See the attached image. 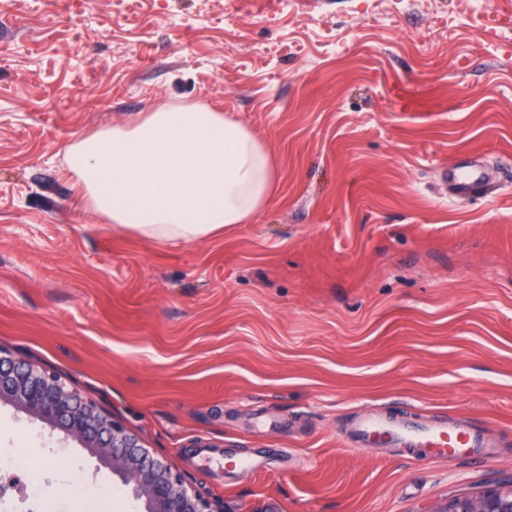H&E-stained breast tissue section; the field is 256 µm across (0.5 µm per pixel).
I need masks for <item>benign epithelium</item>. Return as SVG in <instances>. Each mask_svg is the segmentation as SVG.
Segmentation results:
<instances>
[{"instance_id":"obj_1","label":"benign epithelium","mask_w":512,"mask_h":512,"mask_svg":"<svg viewBox=\"0 0 512 512\" xmlns=\"http://www.w3.org/2000/svg\"><path fill=\"white\" fill-rule=\"evenodd\" d=\"M0 403L87 449L128 487L142 512H223L216 500L154 457L108 409L56 372L1 346ZM443 512H512V487L455 498Z\"/></svg>"}]
</instances>
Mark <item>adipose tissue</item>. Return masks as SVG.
Wrapping results in <instances>:
<instances>
[{"instance_id": "obj_1", "label": "adipose tissue", "mask_w": 512, "mask_h": 512, "mask_svg": "<svg viewBox=\"0 0 512 512\" xmlns=\"http://www.w3.org/2000/svg\"><path fill=\"white\" fill-rule=\"evenodd\" d=\"M64 169L89 210L158 243L202 241L251 222L277 176L272 152L243 123L174 102L80 137Z\"/></svg>"}]
</instances>
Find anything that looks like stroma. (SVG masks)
Listing matches in <instances>:
<instances>
[{"label": "stroma", "instance_id": "stroma-1", "mask_svg": "<svg viewBox=\"0 0 512 512\" xmlns=\"http://www.w3.org/2000/svg\"><path fill=\"white\" fill-rule=\"evenodd\" d=\"M512 0H0V346L60 373L224 512H442L512 483ZM200 103L271 150L251 223L131 235L63 168L80 135ZM495 190L449 198L445 172ZM367 414L486 427L475 463ZM56 512L110 468L0 404Z\"/></svg>", "mask_w": 512, "mask_h": 512}]
</instances>
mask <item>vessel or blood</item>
I'll use <instances>...</instances> for the list:
<instances>
[{
	"label": "vessel or blood",
	"instance_id": "obj_1",
	"mask_svg": "<svg viewBox=\"0 0 512 512\" xmlns=\"http://www.w3.org/2000/svg\"><path fill=\"white\" fill-rule=\"evenodd\" d=\"M487 184L486 177L480 173L463 179L454 177L448 182V193L453 198L464 199L478 195ZM375 433L387 434L391 439L436 459L465 461L483 453L487 445L485 430L467 423L451 425L443 421L422 427L405 420L363 418L358 421L356 435L359 439H369Z\"/></svg>",
	"mask_w": 512,
	"mask_h": 512
}]
</instances>
